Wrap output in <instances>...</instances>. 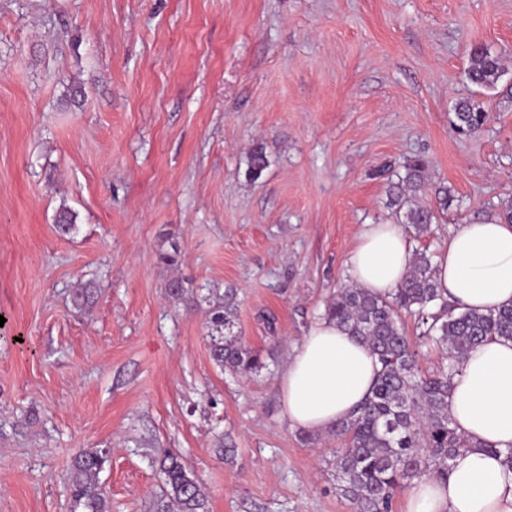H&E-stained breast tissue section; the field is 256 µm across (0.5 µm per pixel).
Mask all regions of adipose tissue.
Wrapping results in <instances>:
<instances>
[{"label":"adipose tissue","instance_id":"adipose-tissue-1","mask_svg":"<svg viewBox=\"0 0 512 512\" xmlns=\"http://www.w3.org/2000/svg\"><path fill=\"white\" fill-rule=\"evenodd\" d=\"M412 248L402 225L373 224L349 260L357 286L388 295L403 282ZM450 300L485 313L512 304V224L493 218L456 225L434 261ZM381 365L376 355L322 320L293 350L279 381L292 428L330 430L369 396ZM448 412L471 443L451 462L447 481L424 478L405 495V512H512V340L472 351L453 377Z\"/></svg>","mask_w":512,"mask_h":512}]
</instances>
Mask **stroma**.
Returning a JSON list of instances; mask_svg holds the SVG:
<instances>
[{
  "label": "stroma",
  "instance_id": "1",
  "mask_svg": "<svg viewBox=\"0 0 512 512\" xmlns=\"http://www.w3.org/2000/svg\"><path fill=\"white\" fill-rule=\"evenodd\" d=\"M476 45L512 80V0H0V512H71L89 448L111 512H153L159 448L208 512H354L339 441L289 426L278 377L368 225L435 257L512 201V100L452 126ZM414 159L422 203L454 197L425 234L389 203ZM228 290L273 353L248 380L206 338Z\"/></svg>",
  "mask_w": 512,
  "mask_h": 512
}]
</instances>
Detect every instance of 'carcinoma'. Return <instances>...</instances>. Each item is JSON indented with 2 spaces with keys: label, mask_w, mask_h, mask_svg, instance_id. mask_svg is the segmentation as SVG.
Instances as JSON below:
<instances>
[{
  "label": "carcinoma",
  "mask_w": 512,
  "mask_h": 512,
  "mask_svg": "<svg viewBox=\"0 0 512 512\" xmlns=\"http://www.w3.org/2000/svg\"><path fill=\"white\" fill-rule=\"evenodd\" d=\"M504 76L502 57L484 46L471 50L467 79L475 90L453 107L454 127L478 131L488 113L476 100L478 91H495ZM268 165L264 148L248 155V170L259 177ZM425 165L414 161L393 187L392 203L405 209V223L424 234L437 223L434 208L411 199L424 193ZM415 317L420 341L446 354L448 366L428 376L419 374L417 352L401 327V313ZM323 317L333 320L376 354L382 364L371 396L342 420L330 435L342 442L336 451L339 489L355 512H393V503L413 479L445 480L450 461L471 444L452 427L448 412L451 380L466 356L492 340H512V305L477 313L450 304L434 278L432 261L416 253L395 293L383 298L356 285L336 290ZM207 337L215 363L231 376L250 378L267 368L262 352L241 336L233 294L212 305ZM110 457L107 448H91L68 474L74 508L110 512L99 474ZM155 462L163 475V491L155 512H207V496L182 459L163 448Z\"/></svg>",
  "instance_id": "1"
}]
</instances>
